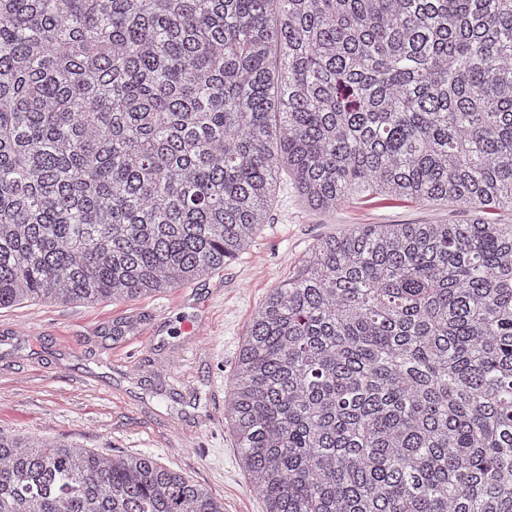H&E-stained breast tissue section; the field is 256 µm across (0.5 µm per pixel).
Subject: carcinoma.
Returning <instances> with one entry per match:
<instances>
[{"label": "carcinoma", "mask_w": 512, "mask_h": 512, "mask_svg": "<svg viewBox=\"0 0 512 512\" xmlns=\"http://www.w3.org/2000/svg\"><path fill=\"white\" fill-rule=\"evenodd\" d=\"M283 171L313 211L472 217L355 225L267 290L225 407L263 512H512V0H0V308L199 280ZM0 512L224 506L0 433Z\"/></svg>", "instance_id": "carcinoma-1"}]
</instances>
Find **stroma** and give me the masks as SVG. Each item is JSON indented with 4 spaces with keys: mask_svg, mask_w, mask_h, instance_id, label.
Masks as SVG:
<instances>
[{
    "mask_svg": "<svg viewBox=\"0 0 512 512\" xmlns=\"http://www.w3.org/2000/svg\"><path fill=\"white\" fill-rule=\"evenodd\" d=\"M466 207L362 204L319 213L276 194L252 246L157 297L0 309V432L144 453L207 489L224 512H262L224 425L226 382L264 292L321 238L356 224L463 223Z\"/></svg>",
    "mask_w": 512,
    "mask_h": 512,
    "instance_id": "35a3bbf8",
    "label": "stroma"
}]
</instances>
